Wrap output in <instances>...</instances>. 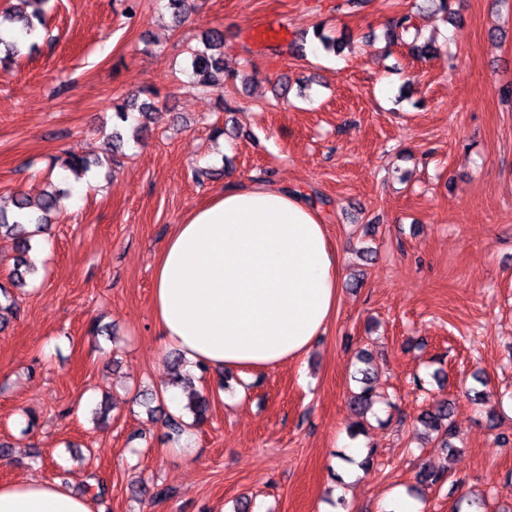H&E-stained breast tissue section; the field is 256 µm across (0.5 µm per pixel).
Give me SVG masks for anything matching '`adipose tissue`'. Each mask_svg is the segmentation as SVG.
Masks as SVG:
<instances>
[{
    "label": "adipose tissue",
    "mask_w": 512,
    "mask_h": 512,
    "mask_svg": "<svg viewBox=\"0 0 512 512\" xmlns=\"http://www.w3.org/2000/svg\"><path fill=\"white\" fill-rule=\"evenodd\" d=\"M341 253L299 192L253 179L228 184L175 225L155 267L163 348L185 370L275 369L300 361L333 320ZM0 512H90L59 482L0 484Z\"/></svg>",
    "instance_id": "obj_1"
}]
</instances>
